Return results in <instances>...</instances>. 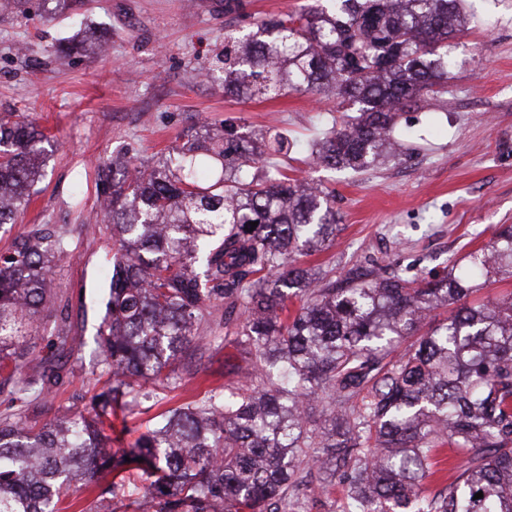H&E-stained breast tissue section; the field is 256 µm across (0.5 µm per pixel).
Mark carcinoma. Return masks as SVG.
Here are the masks:
<instances>
[{
  "label": "carcinoma",
  "instance_id": "carcinoma-1",
  "mask_svg": "<svg viewBox=\"0 0 512 512\" xmlns=\"http://www.w3.org/2000/svg\"><path fill=\"white\" fill-rule=\"evenodd\" d=\"M327 2L225 34L224 95L339 98L359 115L331 119L313 161L362 171L395 157L398 113L447 92L466 15L460 0ZM46 143L29 115L0 122V224L29 204ZM289 148L283 131L254 139L226 123L158 159L101 166L116 251L95 344L112 386L40 430L0 419V512H60L62 494L128 465L150 479L155 512H292L288 487L314 472L313 495L347 487L336 512H512V291L474 297L512 277V224L440 275L374 263L328 279L295 265L335 240L336 214L321 186L270 162ZM71 246L65 227L36 224L0 255V392L14 401L49 390L85 346L47 288ZM41 329L47 357L27 341ZM229 345L243 379L110 449L113 409L181 388L194 359ZM446 448L463 465L422 493Z\"/></svg>",
  "mask_w": 512,
  "mask_h": 512
}]
</instances>
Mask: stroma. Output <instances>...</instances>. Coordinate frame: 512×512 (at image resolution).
<instances>
[{"instance_id": "obj_1", "label": "stroma", "mask_w": 512, "mask_h": 512, "mask_svg": "<svg viewBox=\"0 0 512 512\" xmlns=\"http://www.w3.org/2000/svg\"><path fill=\"white\" fill-rule=\"evenodd\" d=\"M245 2L236 12L219 0H24L14 11L0 9V119L29 114L53 144L32 203L18 223L0 226V253L35 224L70 230L73 254L57 264L53 284L68 305L73 335L86 343L82 357L60 364L58 385L24 406L33 428L112 383L96 364L93 339L112 272L111 234L95 218L97 164L113 154L159 156L196 124L234 122L256 137L287 131L297 143L289 168L331 192L339 226L335 244L298 262L333 278L372 260L439 271L512 224V0H463L469 32L456 46L447 93L431 100L429 111L401 113L399 126L414 134L400 158L361 172H334L312 160L318 117L336 109V99L225 96V34L300 10L307 0ZM89 41L104 50H87ZM63 44L70 53H60ZM242 363L234 348L219 350L183 388L157 386L133 413L113 415V449L132 447L161 413L232 380ZM152 509L126 481L116 496L100 497L92 484L68 492L61 504V512Z\"/></svg>"}]
</instances>
